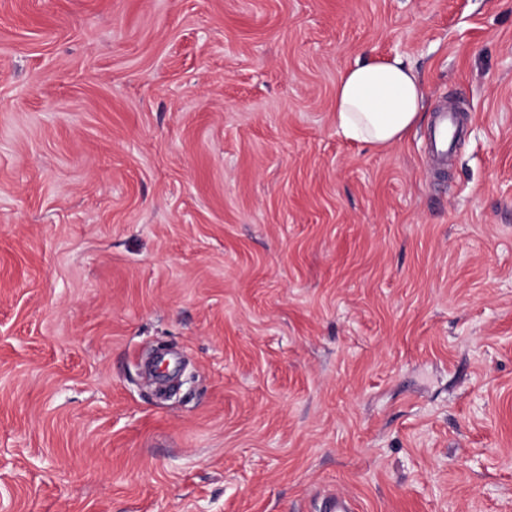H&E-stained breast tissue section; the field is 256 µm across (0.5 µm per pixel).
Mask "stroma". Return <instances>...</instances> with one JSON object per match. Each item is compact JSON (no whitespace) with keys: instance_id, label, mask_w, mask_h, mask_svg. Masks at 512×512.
<instances>
[{"instance_id":"35a3bbf8","label":"stroma","mask_w":512,"mask_h":512,"mask_svg":"<svg viewBox=\"0 0 512 512\" xmlns=\"http://www.w3.org/2000/svg\"><path fill=\"white\" fill-rule=\"evenodd\" d=\"M368 55L424 84L386 149ZM336 491L512 512V0H0V512ZM420 75L399 59L369 57L346 70L336 84L333 112L347 139L387 148L421 117ZM456 126L452 113L442 112L436 124V130L433 141V150L439 157L448 153V147L454 139Z\"/></svg>"}]
</instances>
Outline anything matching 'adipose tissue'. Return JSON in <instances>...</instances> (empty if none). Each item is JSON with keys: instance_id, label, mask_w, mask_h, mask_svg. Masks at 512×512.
Wrapping results in <instances>:
<instances>
[{"instance_id": "ef3b65f1", "label": "adipose tissue", "mask_w": 512, "mask_h": 512, "mask_svg": "<svg viewBox=\"0 0 512 512\" xmlns=\"http://www.w3.org/2000/svg\"><path fill=\"white\" fill-rule=\"evenodd\" d=\"M420 75L397 59L369 57L336 84V126L347 139L380 148L400 141L421 117Z\"/></svg>"}]
</instances>
